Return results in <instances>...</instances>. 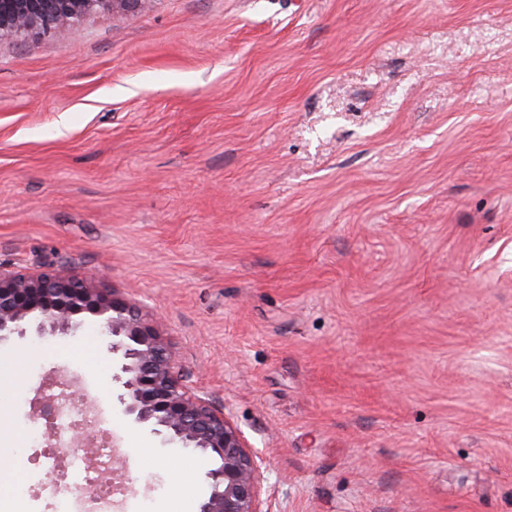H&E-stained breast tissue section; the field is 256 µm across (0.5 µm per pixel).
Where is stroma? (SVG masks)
Returning <instances> with one entry per match:
<instances>
[{
	"label": "stroma",
	"instance_id": "stroma-1",
	"mask_svg": "<svg viewBox=\"0 0 512 512\" xmlns=\"http://www.w3.org/2000/svg\"><path fill=\"white\" fill-rule=\"evenodd\" d=\"M59 267L159 320L264 512H512V0H142L1 41L0 271ZM111 346L0 338V512H51L59 378L125 452L119 512H199L213 460L125 414Z\"/></svg>",
	"mask_w": 512,
	"mask_h": 512
}]
</instances>
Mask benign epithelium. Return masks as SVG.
Segmentation results:
<instances>
[{
	"label": "benign epithelium",
	"mask_w": 512,
	"mask_h": 512,
	"mask_svg": "<svg viewBox=\"0 0 512 512\" xmlns=\"http://www.w3.org/2000/svg\"><path fill=\"white\" fill-rule=\"evenodd\" d=\"M141 0H0V39L30 32H75L84 17L102 11L135 8ZM110 333L112 352L121 356L126 413L162 428L165 442L201 451L215 460L208 494L199 512H262L260 464L241 432L183 383L158 328L126 299L93 288L63 271L38 274L0 272V336L23 334L31 318L41 336H70L86 316ZM74 404L68 398L39 411L47 429Z\"/></svg>",
	"instance_id": "obj_1"
}]
</instances>
